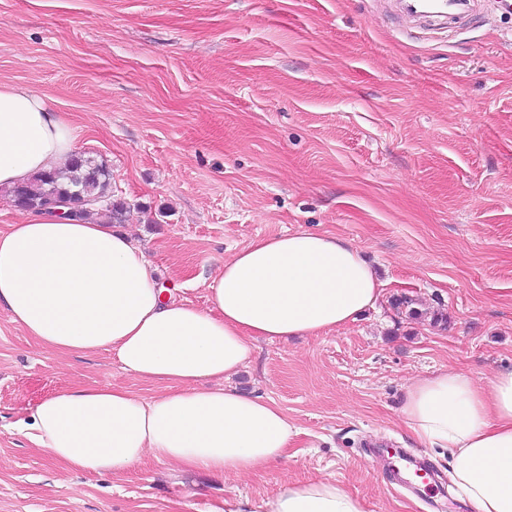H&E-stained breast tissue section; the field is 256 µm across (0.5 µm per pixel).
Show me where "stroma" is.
I'll use <instances>...</instances> for the list:
<instances>
[{
	"instance_id": "stroma-1",
	"label": "stroma",
	"mask_w": 512,
	"mask_h": 512,
	"mask_svg": "<svg viewBox=\"0 0 512 512\" xmlns=\"http://www.w3.org/2000/svg\"><path fill=\"white\" fill-rule=\"evenodd\" d=\"M0 84L80 127L183 300L207 306L219 261L294 231L351 241L383 284L344 327L257 341L231 384L297 435L285 462L239 476L52 461L19 431L42 398L158 387L108 352L45 350L1 311L0 512H222L312 478L367 512H468L400 408L438 371L484 385L512 369V13L445 34L402 30L379 0H0Z\"/></svg>"
}]
</instances>
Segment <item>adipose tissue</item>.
Instances as JSON below:
<instances>
[{
    "label": "adipose tissue",
    "mask_w": 512,
    "mask_h": 512,
    "mask_svg": "<svg viewBox=\"0 0 512 512\" xmlns=\"http://www.w3.org/2000/svg\"><path fill=\"white\" fill-rule=\"evenodd\" d=\"M80 130L30 89L0 84V189L64 167ZM381 285L359 249L300 231L260 238L225 259L200 308L158 284L134 237L109 224L30 211L0 231V309L48 351L113 353L160 384L141 397L80 385L48 395L21 430L68 469L120 474L145 457L241 475L286 459L296 434L274 401L229 386L254 343L317 336L373 307ZM413 437L447 451L471 512H512V370L488 384L442 370L411 383L400 409ZM224 512H367L333 480L280 487Z\"/></svg>",
    "instance_id": "obj_1"
}]
</instances>
